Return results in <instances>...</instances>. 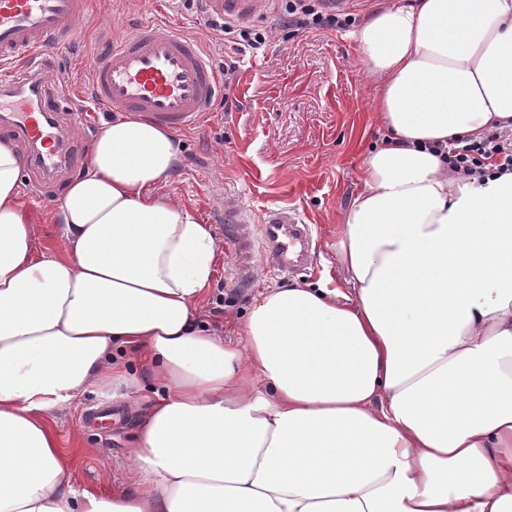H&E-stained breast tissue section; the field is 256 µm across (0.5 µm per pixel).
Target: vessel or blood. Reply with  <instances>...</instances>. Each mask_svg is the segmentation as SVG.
Here are the masks:
<instances>
[{
  "instance_id": "vessel-or-blood-1",
  "label": "vessel or blood",
  "mask_w": 512,
  "mask_h": 512,
  "mask_svg": "<svg viewBox=\"0 0 512 512\" xmlns=\"http://www.w3.org/2000/svg\"><path fill=\"white\" fill-rule=\"evenodd\" d=\"M89 0H0V61L13 67L0 79V94L14 100L6 132L34 142L49 138L54 113L73 122L86 115L75 106L72 83L47 86L40 68L47 47L66 46ZM209 16L245 20L259 0H204ZM98 106L130 112L155 124L182 131L210 111L221 84L200 42L173 25H138L121 40L107 43L92 72ZM224 231L246 254L261 253L268 265L289 272L307 266L310 230L296 209L273 207L253 219L237 194L224 197Z\"/></svg>"
}]
</instances>
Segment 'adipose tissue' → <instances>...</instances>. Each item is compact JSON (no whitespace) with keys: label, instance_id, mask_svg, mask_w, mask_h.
<instances>
[{"label":"adipose tissue","instance_id":"adipose-tissue-1","mask_svg":"<svg viewBox=\"0 0 512 512\" xmlns=\"http://www.w3.org/2000/svg\"><path fill=\"white\" fill-rule=\"evenodd\" d=\"M387 135L336 242L342 280L269 286L239 339L198 320L209 225L157 194L168 129L104 122L36 247L0 138V512H512V171L448 175L429 144L512 127V0H411L355 31ZM132 490L75 487L48 411L125 382Z\"/></svg>","mask_w":512,"mask_h":512}]
</instances>
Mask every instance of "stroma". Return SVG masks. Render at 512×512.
I'll return each instance as SVG.
<instances>
[{
  "instance_id": "stroma-1",
  "label": "stroma",
  "mask_w": 512,
  "mask_h": 512,
  "mask_svg": "<svg viewBox=\"0 0 512 512\" xmlns=\"http://www.w3.org/2000/svg\"><path fill=\"white\" fill-rule=\"evenodd\" d=\"M164 20L196 38L223 65L224 50L203 15L201 0H93L82 34L61 50L50 51L49 79L66 78L84 98L88 130L66 128L64 146L74 163L36 187L23 180L21 201L31 211L34 242L65 256L51 214L62 187L84 169L107 113L90 92L92 67L101 46L146 20ZM246 30L265 35L266 44L247 53L230 88L234 103L216 102L194 128L178 132L181 143L176 174L155 188L158 195L194 212L211 225L220 257L201 307V318L224 338H235L252 299L263 288L316 286L323 273L339 276L334 244L338 226L363 187V163L384 130L377 118L380 81L360 61L350 29L295 32L282 29L272 7L245 21ZM240 195L253 217L269 207L290 206L304 214L317 243L310 263L282 276L254 256L253 278L239 279L240 257L225 240L220 211L225 193ZM224 312L212 315L215 296ZM129 371L140 388L125 397L98 389L86 391L71 406L48 412L68 462L71 483L100 494L132 489L127 463L136 433L135 416L151 398L155 384L143 373L140 358L126 353ZM108 405L110 422L90 429L87 411Z\"/></svg>"
}]
</instances>
